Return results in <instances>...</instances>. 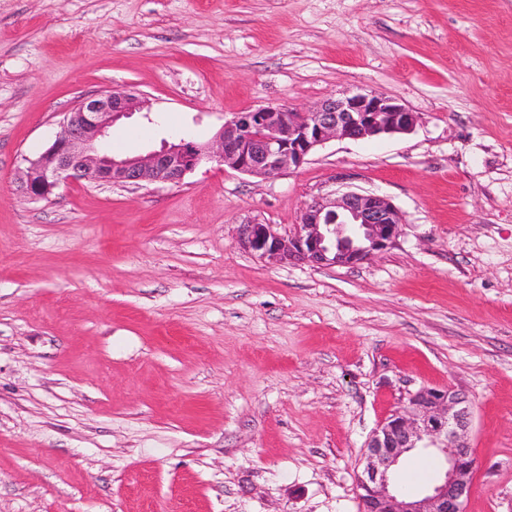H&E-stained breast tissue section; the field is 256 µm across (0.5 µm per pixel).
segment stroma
Instances as JSON below:
<instances>
[{
	"label": "stroma",
	"mask_w": 512,
	"mask_h": 512,
	"mask_svg": "<svg viewBox=\"0 0 512 512\" xmlns=\"http://www.w3.org/2000/svg\"><path fill=\"white\" fill-rule=\"evenodd\" d=\"M142 93L135 156L251 108L381 94L407 134L332 140L271 178L17 191L64 112ZM394 244L271 266L337 190ZM473 403L465 512H512V0H0V512H360L364 444L422 387ZM404 224L385 196L345 190L303 210L298 228L284 236L270 224L240 225L237 245L272 265L353 266L387 249Z\"/></svg>",
	"instance_id": "1"
}]
</instances>
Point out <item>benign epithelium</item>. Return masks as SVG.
I'll return each instance as SVG.
<instances>
[{
    "mask_svg": "<svg viewBox=\"0 0 512 512\" xmlns=\"http://www.w3.org/2000/svg\"><path fill=\"white\" fill-rule=\"evenodd\" d=\"M145 100L128 90L81 99L64 113L51 146L29 160L18 190L29 198L50 195L63 181L108 183L180 182L204 159L257 177L298 169L317 147L336 139L360 140L406 134L418 115L384 95L354 92L330 97L309 111L268 105L237 114L206 143L181 137L159 151L115 157L105 149L109 130L143 112ZM403 224L386 197L345 190L303 210L298 228L284 236L270 224L240 225L237 245L264 262L353 266L387 249ZM468 396L448 388H421L377 426L367 440L357 477L361 512H464L476 469L468 442ZM432 448L440 475L422 496L401 492L394 467L403 454Z\"/></svg>",
    "mask_w": 512,
    "mask_h": 512,
    "instance_id": "obj_1",
    "label": "benign epithelium"
}]
</instances>
